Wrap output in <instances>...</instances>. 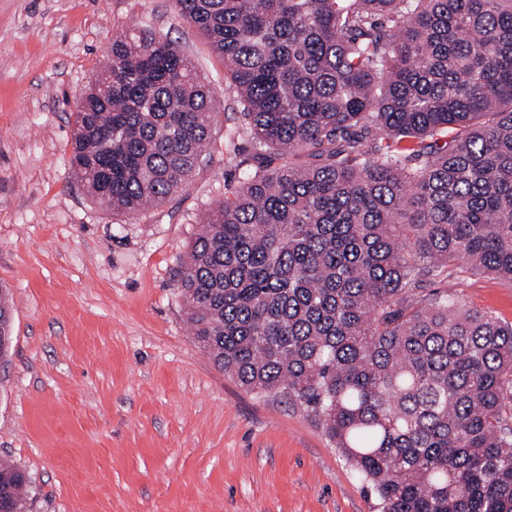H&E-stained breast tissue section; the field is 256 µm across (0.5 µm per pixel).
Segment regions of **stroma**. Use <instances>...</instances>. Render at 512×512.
<instances>
[{
  "label": "stroma",
  "instance_id": "35a3bbf8",
  "mask_svg": "<svg viewBox=\"0 0 512 512\" xmlns=\"http://www.w3.org/2000/svg\"><path fill=\"white\" fill-rule=\"evenodd\" d=\"M152 28L213 85V161L130 217L70 170L75 102L114 33ZM224 63L173 0H0V459L25 471L26 512H377L290 396L244 390L195 343L177 271L204 211L254 153ZM467 306L512 321V282L452 269Z\"/></svg>",
  "mask_w": 512,
  "mask_h": 512
}]
</instances>
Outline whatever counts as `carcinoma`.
<instances>
[{
    "instance_id": "obj_1",
    "label": "carcinoma",
    "mask_w": 512,
    "mask_h": 512,
    "mask_svg": "<svg viewBox=\"0 0 512 512\" xmlns=\"http://www.w3.org/2000/svg\"><path fill=\"white\" fill-rule=\"evenodd\" d=\"M174 4L257 162L178 271L195 342L314 416L379 512H512V322L410 296L450 267L512 282V0ZM212 111L176 45L117 33L72 176L119 213L163 203L211 160ZM26 483L0 463L12 512Z\"/></svg>"
}]
</instances>
